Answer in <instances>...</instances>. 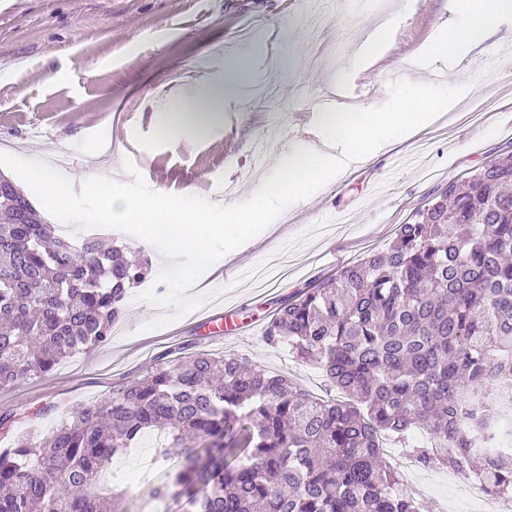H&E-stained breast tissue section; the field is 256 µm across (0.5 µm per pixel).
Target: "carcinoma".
I'll return each instance as SVG.
<instances>
[{"mask_svg": "<svg viewBox=\"0 0 512 512\" xmlns=\"http://www.w3.org/2000/svg\"><path fill=\"white\" fill-rule=\"evenodd\" d=\"M512 152L449 187L388 248L283 299L267 323L342 398L321 400L243 357L165 352L146 375L75 407L45 438L0 448V512H125L98 487L112 458L169 427L155 500L185 512H419L381 439L416 462L512 494ZM0 185V388L106 344L148 260L64 237ZM431 447L410 443L415 431Z\"/></svg>", "mask_w": 512, "mask_h": 512, "instance_id": "carcinoma-1", "label": "carcinoma"}]
</instances>
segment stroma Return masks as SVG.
Segmentation results:
<instances>
[{"label": "stroma", "instance_id": "stroma-1", "mask_svg": "<svg viewBox=\"0 0 512 512\" xmlns=\"http://www.w3.org/2000/svg\"><path fill=\"white\" fill-rule=\"evenodd\" d=\"M444 0H0V152L41 159L57 139L73 153L64 174L81 186L88 172L127 182L132 162L154 191L191 190L213 204L248 199L270 177L281 154L312 142L311 130L329 86L367 82V102L384 104L397 80L430 83L436 60L419 56L442 22ZM400 23L388 54L357 72L355 57L376 24ZM495 50L439 62L445 86L471 92L429 127L374 158L358 172L342 171L316 194L287 208L271 230L255 236L245 254L224 257L190 290L206 296L200 308L173 324L141 332L161 308L126 297V315L109 342L68 357L45 375L0 388V412H14L0 448L36 431L47 435L70 410L108 398L114 384L151 369L170 349L248 358L288 376L319 397L320 371L288 347H270L263 326L281 300L343 265L388 247L399 225L451 185H461L512 149V38L495 34ZM253 48L258 92L224 103L222 120L203 135L160 140L156 126L172 104L201 83L224 76V63ZM266 143L263 164L251 156ZM103 153L91 156L93 146ZM230 307L231 339H214L208 317ZM55 405L38 420L34 409ZM159 432L113 458L104 483L123 489L128 512H157L141 479L152 470L166 481L171 465L155 463ZM391 462L406 487L420 494L422 512L468 493H452L447 470L418 466L403 452Z\"/></svg>", "mask_w": 512, "mask_h": 512}]
</instances>
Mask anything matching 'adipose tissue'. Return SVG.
<instances>
[{
    "label": "adipose tissue",
    "instance_id": "1",
    "mask_svg": "<svg viewBox=\"0 0 512 512\" xmlns=\"http://www.w3.org/2000/svg\"><path fill=\"white\" fill-rule=\"evenodd\" d=\"M444 9L446 16L432 35L427 53L469 51L485 44L504 25L512 24V0H446ZM253 81L248 55L240 53L225 64L222 82L205 85L200 93L162 115L157 125L159 136L175 139L188 128L206 132L220 121L225 100L247 96Z\"/></svg>",
    "mask_w": 512,
    "mask_h": 512
}]
</instances>
